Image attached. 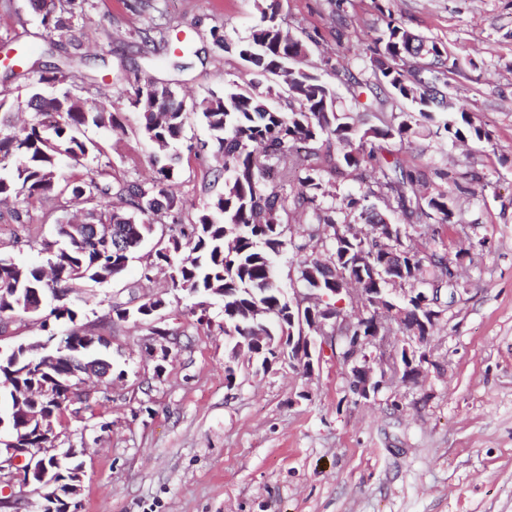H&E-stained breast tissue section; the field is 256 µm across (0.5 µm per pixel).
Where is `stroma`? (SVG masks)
<instances>
[{
	"instance_id": "stroma-1",
	"label": "stroma",
	"mask_w": 512,
	"mask_h": 512,
	"mask_svg": "<svg viewBox=\"0 0 512 512\" xmlns=\"http://www.w3.org/2000/svg\"><path fill=\"white\" fill-rule=\"evenodd\" d=\"M262 4L296 37L313 38L307 67L349 109L348 80L371 76L365 49L387 17L460 54L446 93L485 139L458 145L427 136L409 149L391 142L406 165L430 174L431 190L456 199L453 226L427 247L450 256L468 249L457 302L430 338L420 383L394 382L364 399L350 388L344 341L317 347L312 370L286 360L265 370L232 357L222 300L201 324L189 312L193 298L168 288L164 273L137 288L159 247L150 237L123 278L83 289L84 320L103 319L112 303L159 294L177 343L155 373L144 352L148 326L119 323L107 336L123 376L95 394L82 418L54 421L57 446L81 451L77 512H512V0H151L145 10L139 0H84L63 39L29 0H0V79L28 57L69 61L80 87L93 77L111 83L106 105L121 128H87L99 159L66 164L62 173L81 179L103 169L140 180L153 173V146L128 101L136 81L171 84L188 104L254 86L288 109L291 98L275 77L235 50ZM162 14L175 27L174 67L127 35ZM216 30L227 49L215 46ZM180 166L173 189L189 209L222 192L193 156L183 155Z\"/></svg>"
}]
</instances>
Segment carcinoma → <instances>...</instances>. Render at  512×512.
<instances>
[{"label": "carcinoma", "instance_id": "cac0c4a2", "mask_svg": "<svg viewBox=\"0 0 512 512\" xmlns=\"http://www.w3.org/2000/svg\"><path fill=\"white\" fill-rule=\"evenodd\" d=\"M77 0H53L41 16V23L60 36L71 31ZM170 27L151 22L133 26L128 34L146 43L169 45ZM411 46L410 56L425 54L428 62L420 69L403 67L393 53L400 41ZM372 52L373 80L354 82L356 105L368 111L384 108L391 98L414 104L421 118L433 119V103L427 87L437 86L448 74V48L412 33L391 19L387 30ZM240 59L258 69L275 74L288 87L297 106L289 111L270 108L249 90L232 88L222 95L210 94L193 104L211 131V139L187 146L188 152L206 155L217 161L209 169L213 181H224V190L194 214L186 211L183 200L173 191L179 177L180 156L172 154L153 175L138 181L115 182L95 174L69 181L60 170L67 158L75 163L90 158L96 145L84 135V127L121 128L118 115L106 109L101 100L72 92L75 75L58 65L44 67L35 61L27 69L32 76L25 101L9 100L0 92V112H31L30 120L18 127L0 128V201L20 200L13 210L14 223L25 233L23 243L47 254L46 265L20 264L0 255V319H11L28 305L52 295L57 304L46 312L30 314L47 336L56 335V323L71 324L66 333L76 353L86 360L107 359L101 339L94 338L93 325L82 323L83 301L67 295L90 284L108 283L127 268L132 254L155 231L167 239L156 252V264L167 269L171 288L197 298L189 313L198 321L207 320L202 302L220 298L224 302V335L250 336L262 333L281 336L290 329L288 298L273 276L274 258L292 251L296 282L302 288L313 286L307 268L326 262L350 274L349 262L364 252L378 263L382 248L375 240L346 242L337 236V224H379L380 213L364 201L374 196L384 206L395 202L407 219L428 233L430 225L422 218L441 225L453 223L455 201L447 193L429 191L427 176L410 168L386 147L389 140L412 144L423 135V124L401 113L396 125L382 123L363 129L361 118L340 112L334 90L304 65L308 47L278 22L276 14L260 9V20L251 36L237 46ZM366 101H361V97ZM130 104L143 117L142 132L159 150L167 151L180 140L187 119L185 101L168 83L147 79L129 95ZM454 137L482 139V129L460 111L459 126L444 125ZM336 143V152L317 162L312 143ZM369 171L361 181L373 178L372 186L359 197L347 194L336 202L335 186L324 172L338 176L347 171ZM50 201L62 213L74 206L82 211V224L112 226V235L125 241L119 250L104 240L75 239L64 230L69 221H56L59 240L31 238L28 205ZM307 212L309 219L302 234L289 230L290 215ZM403 238L405 263L414 270L421 288L448 291V258L436 251L427 252ZM152 298L129 308L124 303L111 305L112 318L133 320L161 329L157 313L151 312ZM15 354L0 356V398L15 422L23 420L15 393L22 390L44 402L49 415H62L60 405L36 393L40 380L24 373L8 375Z\"/></svg>", "mask_w": 512, "mask_h": 512}]
</instances>
